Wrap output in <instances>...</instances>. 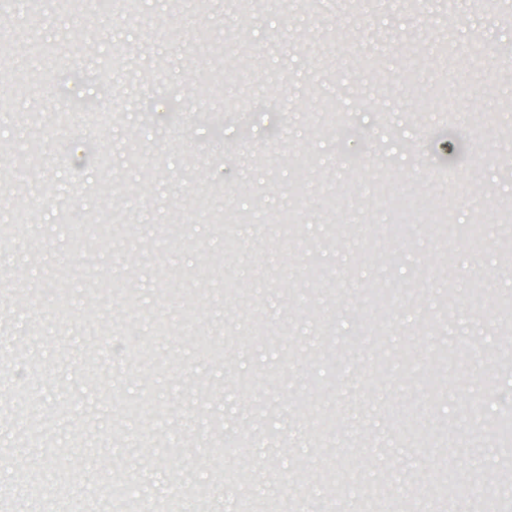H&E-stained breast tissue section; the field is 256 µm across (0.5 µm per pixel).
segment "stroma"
Instances as JSON below:
<instances>
[{"label": "stroma", "mask_w": 512, "mask_h": 512, "mask_svg": "<svg viewBox=\"0 0 512 512\" xmlns=\"http://www.w3.org/2000/svg\"><path fill=\"white\" fill-rule=\"evenodd\" d=\"M1 13L55 53L0 65V512H459L416 488L442 468L499 483L479 425L512 415V370L492 355L512 302L497 0H210L211 35L242 62L227 78L187 0ZM10 185L36 200L27 223ZM200 190L223 229L168 224ZM397 198L418 207L395 233ZM72 224L97 239L74 242ZM386 286L380 318L366 291ZM439 343L474 358L439 371ZM438 371L439 389L416 385Z\"/></svg>", "instance_id": "1"}]
</instances>
